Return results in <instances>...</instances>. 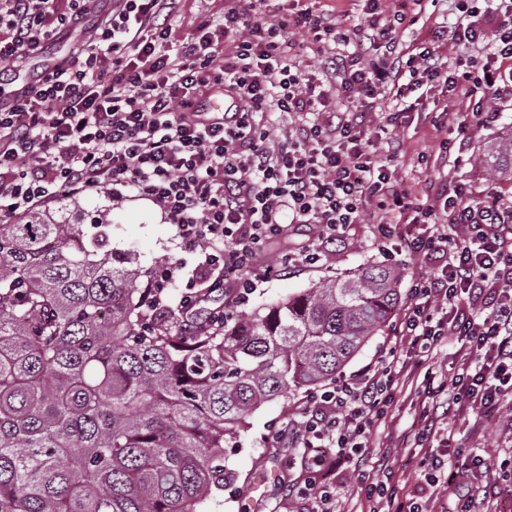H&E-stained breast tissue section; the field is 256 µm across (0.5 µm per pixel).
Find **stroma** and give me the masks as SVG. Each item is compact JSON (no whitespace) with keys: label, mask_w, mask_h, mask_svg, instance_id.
Masks as SVG:
<instances>
[{"label":"stroma","mask_w":512,"mask_h":512,"mask_svg":"<svg viewBox=\"0 0 512 512\" xmlns=\"http://www.w3.org/2000/svg\"><path fill=\"white\" fill-rule=\"evenodd\" d=\"M446 108L460 112L463 119L471 117V104L451 101L447 93L437 89L420 94L412 111L399 114L395 128L388 131L390 137L401 143L400 156L389 164L393 178L403 181L417 193L429 182L445 177L470 197L491 188L512 194V179L490 178L472 160L482 145L503 128L512 126V105L501 106L499 119L494 126H472L468 150L470 159L455 168L444 166L439 160L442 147L454 151L459 143L456 131L435 127ZM80 204L90 218L97 211L108 209L115 252H134L141 266L150 269L168 261L177 263L175 284L168 294L169 304H177L187 284H194L196 290H204L205 285L200 278L202 256L181 248L175 227L167 223L152 202L138 197H126L117 202L113 200L111 192L105 190L82 197ZM308 237V226L298 224L287 242L275 243L266 249L261 263L276 267L277 272L256 281L247 300L234 307V314L250 313L368 262L399 268L402 272L400 288L404 291L411 286L414 268H421L426 274L437 271L434 262L416 265L409 253L397 246L392 247L390 253H380L373 243L372 227L368 224L351 225L342 243L324 253L317 264L299 263L287 270H280L283 251L299 252ZM306 397V391L302 390L266 402L252 415L248 429L226 438L224 456L236 477L226 483L223 490L215 493L206 506L207 512H303L304 503L297 494L298 487L302 486L306 477L301 467L302 451L289 444L283 430L296 408L304 405ZM389 411V417L375 426L371 441L376 445L392 442L394 451L389 460L390 471L380 475L379 480L387 484L394 495L405 499L410 496L416 483L412 459L417 430L414 408L406 393L399 392ZM457 438L462 457L480 455L492 477L512 479V401L504 402L497 416L461 427Z\"/></svg>","instance_id":"obj_1"}]
</instances>
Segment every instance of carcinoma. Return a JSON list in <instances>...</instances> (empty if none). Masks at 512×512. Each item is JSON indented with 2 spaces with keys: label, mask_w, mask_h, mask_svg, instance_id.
<instances>
[{
  "label": "carcinoma",
  "mask_w": 512,
  "mask_h": 512,
  "mask_svg": "<svg viewBox=\"0 0 512 512\" xmlns=\"http://www.w3.org/2000/svg\"><path fill=\"white\" fill-rule=\"evenodd\" d=\"M478 161L512 172V134ZM71 206L0 222V512H204L226 436L336 380L401 299L398 269L364 264L230 326L178 312Z\"/></svg>",
  "instance_id": "cac0c4a2"
}]
</instances>
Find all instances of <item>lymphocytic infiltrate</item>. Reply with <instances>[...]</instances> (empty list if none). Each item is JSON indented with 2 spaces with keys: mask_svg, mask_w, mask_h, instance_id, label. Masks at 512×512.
I'll return each mask as SVG.
<instances>
[{
  "mask_svg": "<svg viewBox=\"0 0 512 512\" xmlns=\"http://www.w3.org/2000/svg\"><path fill=\"white\" fill-rule=\"evenodd\" d=\"M269 2L224 0L223 22L199 17L177 47L179 0H0V219L94 191L135 193L175 225L183 249L217 269L212 288L241 300L257 256L290 225L316 226V245L299 254L313 264L350 225L382 213L377 246L396 240L411 256L444 258L440 275L413 279L398 325L417 359L390 348L289 419L308 473L299 495L312 512H342L327 474L344 468L387 512H430L446 489L450 512H489L501 485L485 478L481 459L455 463L452 430L433 412L490 418L512 397V196L475 200L448 180L412 192L388 173L399 142L387 139L377 154L368 116L381 93L397 109L425 85L475 100L477 124L493 125L498 103L512 102V0H457L454 27L431 28L404 52L397 34L417 22L423 0H364L353 27L313 0L274 12ZM82 28L89 34L68 57L7 87L20 59ZM308 44L318 66L304 62ZM209 93L230 107L201 111ZM274 112L290 120L277 143ZM452 341L455 371L434 386L437 356ZM418 378L425 494L399 503L368 469L385 468L389 449L368 448L398 387Z\"/></svg>",
  "mask_w": 512,
  "mask_h": 512,
  "instance_id": "obj_1",
  "label": "lymphocytic infiltrate"
}]
</instances>
